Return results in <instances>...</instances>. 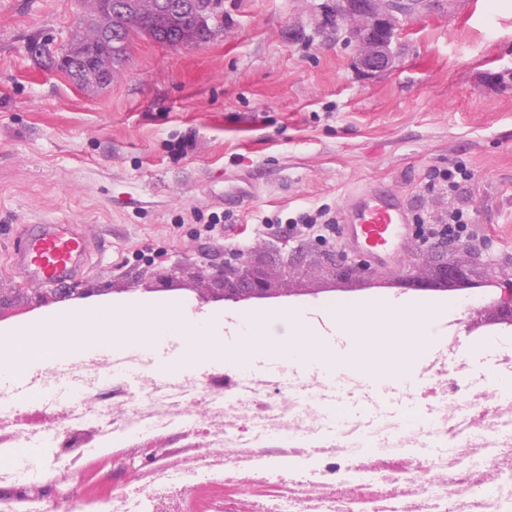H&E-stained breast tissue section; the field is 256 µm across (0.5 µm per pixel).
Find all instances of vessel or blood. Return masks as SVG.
<instances>
[{
	"label": "vessel or blood",
	"mask_w": 512,
	"mask_h": 512,
	"mask_svg": "<svg viewBox=\"0 0 512 512\" xmlns=\"http://www.w3.org/2000/svg\"><path fill=\"white\" fill-rule=\"evenodd\" d=\"M343 221L352 250L367 254L378 265L388 262L406 239L408 213L402 198L377 187L347 197ZM90 248V241L73 225L47 224L15 255L14 262L42 280L54 282L77 273Z\"/></svg>",
	"instance_id": "b4317fda"
}]
</instances>
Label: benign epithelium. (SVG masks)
<instances>
[{"instance_id":"1","label":"benign epithelium","mask_w":512,"mask_h":512,"mask_svg":"<svg viewBox=\"0 0 512 512\" xmlns=\"http://www.w3.org/2000/svg\"><path fill=\"white\" fill-rule=\"evenodd\" d=\"M438 0H336V10L342 33L356 50L353 65L363 76L373 78L392 70L398 62L397 40L404 22L432 9ZM125 9L123 0H98L96 13L100 28L94 43L62 59V70L81 71L85 64L96 67L98 80L107 83L112 73L101 54L124 42V31L112 26V15ZM273 275L253 264L251 257H241L233 265L214 269L213 287L201 300L264 297L272 293ZM403 283L418 289L446 288L450 291L470 284L467 270L458 261L435 258L430 277L406 276ZM498 297L490 304L474 309L477 318L472 325L512 324V274L496 278Z\"/></svg>"}]
</instances>
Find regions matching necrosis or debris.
<instances>
[{"instance_id":"1","label":"necrosis or debris","mask_w":512,"mask_h":512,"mask_svg":"<svg viewBox=\"0 0 512 512\" xmlns=\"http://www.w3.org/2000/svg\"><path fill=\"white\" fill-rule=\"evenodd\" d=\"M455 357L431 365L430 400L415 408L400 395L333 398L303 373L285 389L251 374L244 394L231 376L188 372L192 405L144 370L132 396L99 354L30 378L33 405L57 414V426L24 422L1 395L0 446L61 445L63 462L38 484L74 494L108 464L133 461L132 489L85 500L84 512H512V392L494 383L449 394ZM287 458L297 473H281ZM450 470L453 483L440 482ZM191 487L202 493L192 502Z\"/></svg>"}]
</instances>
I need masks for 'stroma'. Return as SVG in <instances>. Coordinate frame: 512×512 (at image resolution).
<instances>
[{"mask_svg": "<svg viewBox=\"0 0 512 512\" xmlns=\"http://www.w3.org/2000/svg\"><path fill=\"white\" fill-rule=\"evenodd\" d=\"M334 0H221L210 38L170 48L142 36L106 86L81 85L39 64L32 42L68 41L89 0H0V328L34 320L26 296L50 306L105 288L163 304L210 287L224 241L248 234L262 266L288 261L294 276L273 297L212 300L264 316L303 311L329 333L327 307L401 300L439 306L448 291H414L403 267L431 273L451 255L473 280L512 273V0H458L408 23L389 73L365 78L352 44L336 35ZM464 165L474 183L459 198L481 238L473 253H424L415 236L365 276L335 277L329 246L308 240L281 252L274 232L251 234L260 215L309 204L343 209L348 193L381 183L409 214L437 218L432 167ZM220 216L222 237L202 225ZM71 224L91 253L72 278L48 283L15 266L14 252L42 225ZM466 310L447 321L463 342L459 392L488 385L501 327L467 331Z\"/></svg>", "mask_w": 512, "mask_h": 512, "instance_id": "stroma-1", "label": "stroma"}]
</instances>
